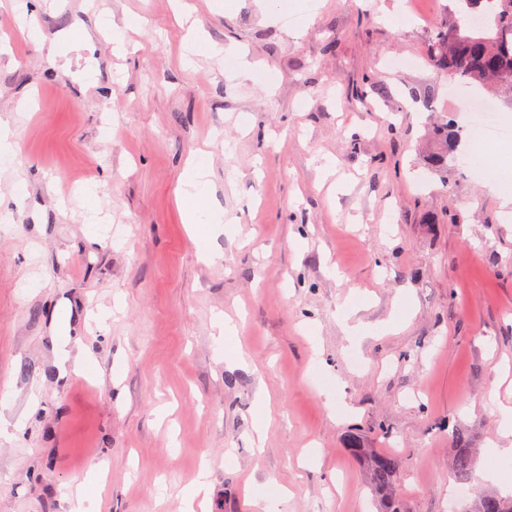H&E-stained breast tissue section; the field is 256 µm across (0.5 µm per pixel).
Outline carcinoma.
I'll return each mask as SVG.
<instances>
[{"label": "carcinoma", "mask_w": 512, "mask_h": 512, "mask_svg": "<svg viewBox=\"0 0 512 512\" xmlns=\"http://www.w3.org/2000/svg\"><path fill=\"white\" fill-rule=\"evenodd\" d=\"M459 10L451 26L440 27L429 48L430 60L463 86L492 83L512 95V0H457ZM458 135L448 124L441 127V151L426 160L437 171L448 165V152ZM363 460L370 487L380 496L384 512H399L396 486L400 459L386 452L355 448ZM474 449L459 436L451 462L456 478L466 480L472 470ZM472 512H512V497L483 495Z\"/></svg>", "instance_id": "cac0c4a2"}]
</instances>
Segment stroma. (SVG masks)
Here are the masks:
<instances>
[{"label": "stroma", "instance_id": "obj_1", "mask_svg": "<svg viewBox=\"0 0 512 512\" xmlns=\"http://www.w3.org/2000/svg\"><path fill=\"white\" fill-rule=\"evenodd\" d=\"M12 2L0 512H67L77 486L95 512H180L204 467L210 512L271 486L280 512H379L354 443L400 457L401 512H448L460 434L475 495H512V204L466 141L423 165L437 124L472 130L469 98L511 128L512 101L430 62L445 0H187L192 31L175 0H36L48 37L84 29L51 50ZM192 33L215 49L188 68ZM201 149L224 212L205 254L175 198ZM66 307L80 377L53 351ZM31 6L32 3L29 0H15L13 10L21 28H28L27 36L31 42L41 43L45 39L43 31L29 23V20L33 17ZM474 448H469L467 440L458 436L451 468L456 478L467 480L472 470Z\"/></svg>", "mask_w": 512, "mask_h": 512}]
</instances>
